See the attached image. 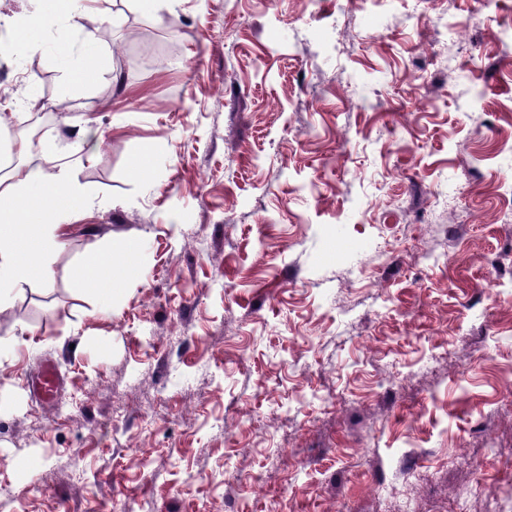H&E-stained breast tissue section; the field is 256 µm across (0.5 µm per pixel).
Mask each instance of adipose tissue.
<instances>
[{"label": "adipose tissue", "instance_id": "adipose-tissue-1", "mask_svg": "<svg viewBox=\"0 0 512 512\" xmlns=\"http://www.w3.org/2000/svg\"><path fill=\"white\" fill-rule=\"evenodd\" d=\"M14 147L23 164L15 166L9 173L12 190L0 192V312L8 309L15 294L31 285L33 280L49 281L52 275L49 266L35 263L20 253L22 244L29 243L35 253L48 254L61 249L58 239L60 229L57 212L43 211L30 204L28 198L16 195L19 187H37L45 195H64L66 210H77L91 205L72 182V173L61 167L49 171L43 167H32L25 159L33 146L25 134H18Z\"/></svg>", "mask_w": 512, "mask_h": 512}]
</instances>
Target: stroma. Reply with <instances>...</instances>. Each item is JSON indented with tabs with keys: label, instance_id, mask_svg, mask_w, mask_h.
<instances>
[{
	"label": "stroma",
	"instance_id": "1",
	"mask_svg": "<svg viewBox=\"0 0 512 512\" xmlns=\"http://www.w3.org/2000/svg\"><path fill=\"white\" fill-rule=\"evenodd\" d=\"M51 7L0 0V154L45 113L93 204L0 314L11 512H489L512 482V0H106L94 43L64 21L83 85L54 32L13 53ZM106 248L104 300L77 279Z\"/></svg>",
	"mask_w": 512,
	"mask_h": 512
}]
</instances>
